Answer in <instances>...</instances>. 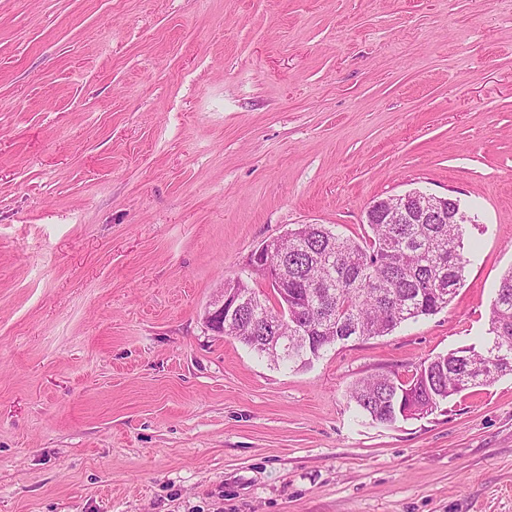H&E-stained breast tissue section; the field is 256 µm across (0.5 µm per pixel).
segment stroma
I'll return each instance as SVG.
<instances>
[{
    "label": "stroma",
    "instance_id": "1",
    "mask_svg": "<svg viewBox=\"0 0 512 512\" xmlns=\"http://www.w3.org/2000/svg\"><path fill=\"white\" fill-rule=\"evenodd\" d=\"M413 190L472 218L447 308L303 369L206 326ZM511 267L512 0H0V512H512V374L349 398L482 345ZM497 336L487 347L451 350L424 360L406 380L396 374L364 378L350 390L357 409L372 421L395 424L400 419L432 414L448 397L512 374V267L503 272L491 304V328ZM499 354L511 357V368Z\"/></svg>",
    "mask_w": 512,
    "mask_h": 512
}]
</instances>
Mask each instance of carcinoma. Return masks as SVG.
<instances>
[{"label": "carcinoma", "mask_w": 512, "mask_h": 512, "mask_svg": "<svg viewBox=\"0 0 512 512\" xmlns=\"http://www.w3.org/2000/svg\"><path fill=\"white\" fill-rule=\"evenodd\" d=\"M415 192L400 200L407 223L385 219L383 203L366 212L368 231L343 237L324 224H301L270 245L267 260L288 276L286 293L268 295L238 280L259 312L274 317L288 306V335L300 344L279 351L273 333L237 314L224 322V335L274 364L305 368L336 343L387 336L399 326L448 306L470 262L464 254L462 224H431L413 214ZM495 344L451 350L427 359L410 377L364 378L350 390L357 409L371 420L394 424L435 412L448 398L512 374L499 355L512 358V267L503 272L491 304Z\"/></svg>", "instance_id": "obj_1"}]
</instances>
